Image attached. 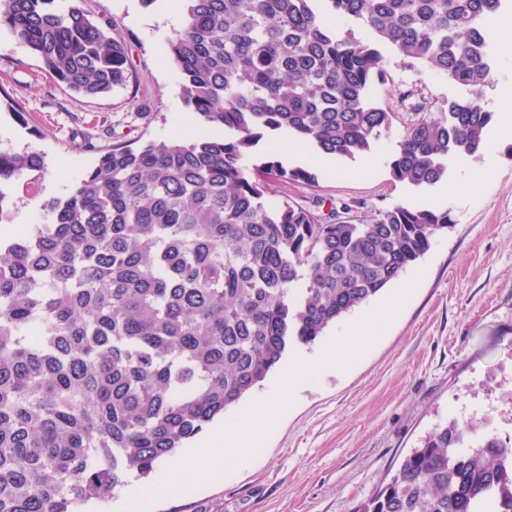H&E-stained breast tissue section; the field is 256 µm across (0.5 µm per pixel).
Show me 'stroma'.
Returning a JSON list of instances; mask_svg holds the SVG:
<instances>
[{"instance_id": "35a3bbf8", "label": "stroma", "mask_w": 512, "mask_h": 512, "mask_svg": "<svg viewBox=\"0 0 512 512\" xmlns=\"http://www.w3.org/2000/svg\"><path fill=\"white\" fill-rule=\"evenodd\" d=\"M81 7L112 20L128 44V83L107 96L71 92L0 34V145L45 160L36 194L11 189L10 221L25 228L45 223L42 202L65 196L112 144L192 137L203 125L183 104L180 76L163 52L181 23L180 0H82ZM405 92L435 112L461 90L419 63L388 56L374 95L396 118L371 151L370 172L349 159L323 167L311 148L284 138L260 144L258 154L316 174L312 184L277 182L273 202L314 210L332 201L354 224L399 204L436 201L450 210L452 227L403 274L415 288L360 359L296 394L250 465L192 493L142 503L139 512H353L449 420L512 437V140L486 137L469 172L449 170L433 188L394 181L388 161L411 118ZM16 108L25 123L13 117ZM470 178L477 192L457 190Z\"/></svg>"}]
</instances>
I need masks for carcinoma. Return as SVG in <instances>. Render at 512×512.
<instances>
[{
    "label": "carcinoma",
    "instance_id": "carcinoma-1",
    "mask_svg": "<svg viewBox=\"0 0 512 512\" xmlns=\"http://www.w3.org/2000/svg\"><path fill=\"white\" fill-rule=\"evenodd\" d=\"M181 2L164 54L183 104L221 135L116 143L42 203L47 223L0 238V512H77L149 476L453 223L448 209L398 205L350 224L334 206L268 203L270 180L316 175L272 155L250 163L266 136L371 152L394 117L373 98L389 49L467 90L441 112L412 106L392 178L433 187L448 159L484 144V20L502 0ZM112 30L73 4L0 0V33L85 96L128 81ZM42 168L38 153L0 148V222L5 187L34 192ZM353 512H512V444L451 420Z\"/></svg>",
    "mask_w": 512,
    "mask_h": 512
}]
</instances>
